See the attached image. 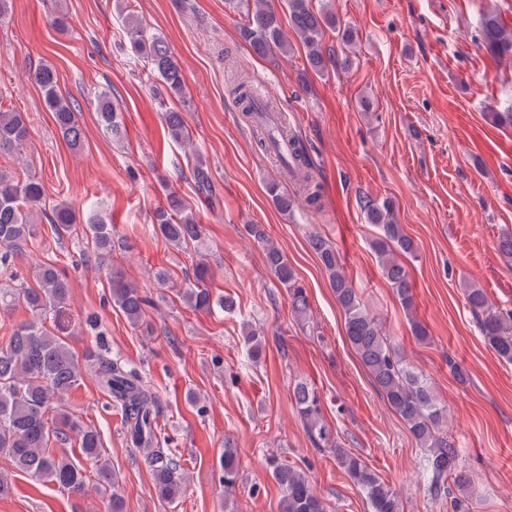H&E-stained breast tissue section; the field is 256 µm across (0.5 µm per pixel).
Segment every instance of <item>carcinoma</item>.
<instances>
[{"mask_svg": "<svg viewBox=\"0 0 512 512\" xmlns=\"http://www.w3.org/2000/svg\"><path fill=\"white\" fill-rule=\"evenodd\" d=\"M284 3L291 26L306 46L308 65L315 71L327 69L332 57L323 49V35L325 29L336 28V16L325 8H315L313 0H284ZM239 5L246 11V22L239 28V37L254 55L265 57L288 52L280 13L271 0H239ZM122 22L135 56L147 62L169 95L183 96L180 63L165 38L148 32L132 11L122 13ZM481 37L491 57H512V29L504 26L497 15L490 13L485 17ZM29 79L42 89L45 104L54 112L62 139L70 148L80 149L84 133L76 118L77 109L72 101L57 93L56 71L49 65H42L29 74ZM230 93L247 119L254 115L257 99L266 112L275 111L273 102L246 76L231 87ZM96 112L104 131L114 140L123 139L125 127L108 92L97 95ZM163 118L169 139L191 145L181 112L168 109ZM260 130L261 150L275 154L290 179L299 186L298 197L307 206L318 207L320 185L313 181L309 172L311 165L303 140L280 125L272 128L262 122ZM28 134L23 113L0 109V154L20 155ZM277 140L288 142V152L281 153L274 148ZM194 178L200 191L211 190L209 170L200 159L194 167ZM266 189L280 211L293 210L296 200L280 189L278 180L270 179ZM43 199L44 187L37 178L22 179L0 172V268L11 266L14 256L25 251L36 236L33 217L41 209ZM359 203L366 223L380 230L372 241V249L382 276L407 312L413 336L423 341L428 334L414 315L413 285L402 261L405 256L416 254L417 246L398 224L391 199L363 196ZM47 219L60 236L76 223L77 215L69 205L58 204ZM87 228L98 251L112 250V225L103 217L89 219ZM246 229L262 248L267 268L286 290L294 318L308 324L311 319L309 298L288 258L269 239L262 225L248 224ZM152 230L178 249L198 243L203 237V228L194 213L174 192L154 211ZM309 244L326 271L330 288L343 311L345 334L351 347L374 388L403 421L417 446L424 449L423 471L428 492L435 497L446 496L450 494V481L460 489L471 486L470 476L459 464L458 451L448 439V410L440 402L432 383L406 362L405 356L383 332L346 274L336 246L320 234L310 236ZM32 279V287H0V310L21 303L32 313V319L15 325L8 341L0 345V454L6 456L15 470L75 494L83 492L90 483L84 462L93 461L96 463L95 488L106 501V512H123L119 479L104 458L99 432L63 409L65 396L86 373L97 381L112 406L120 410L127 442L143 453L157 495L169 502L176 501L184 492L187 474L172 450L161 447L165 437L158 426V392L119 357L98 354L79 359L65 341L69 327L68 281L51 263L35 265ZM108 285L113 305L129 324L142 325L146 307L150 305L148 296L120 269L109 272ZM179 298L194 309L233 308L231 299L217 296L209 288L202 263L196 267L194 283L179 292ZM464 298L485 343L501 361L512 364V311L507 314L498 311L484 289L473 284L465 286ZM293 400L312 445L335 457L337 466L366 496L371 512H404L398 491L361 455L338 441L324 414L318 390L301 381L293 389ZM73 438L78 440L80 455L54 448L55 444H65ZM239 466L238 449L224 446L219 458V482L225 490L236 486ZM272 477L283 493L281 512H327L324 500L316 493L304 469L275 460Z\"/></svg>", "mask_w": 512, "mask_h": 512, "instance_id": "cac0c4a2", "label": "carcinoma"}]
</instances>
